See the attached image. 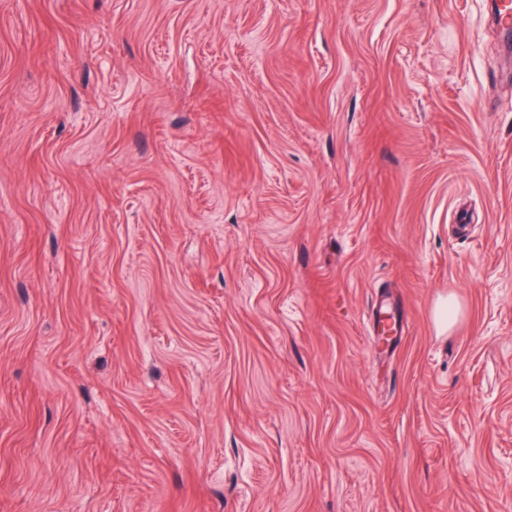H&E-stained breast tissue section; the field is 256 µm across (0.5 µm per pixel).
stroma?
<instances>
[{
  "instance_id": "1",
  "label": "stroma",
  "mask_w": 512,
  "mask_h": 512,
  "mask_svg": "<svg viewBox=\"0 0 512 512\" xmlns=\"http://www.w3.org/2000/svg\"><path fill=\"white\" fill-rule=\"evenodd\" d=\"M490 8L0 0V512H512Z\"/></svg>"
}]
</instances>
